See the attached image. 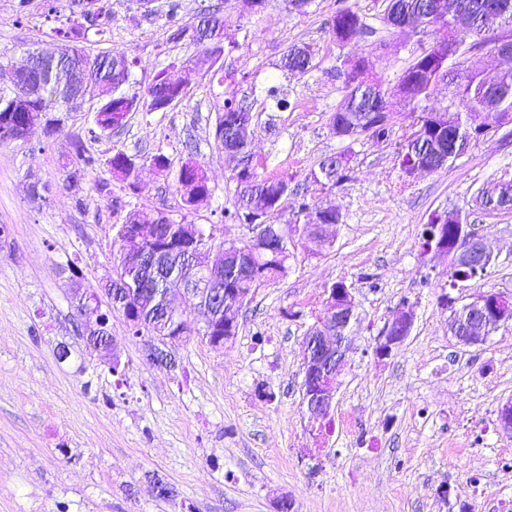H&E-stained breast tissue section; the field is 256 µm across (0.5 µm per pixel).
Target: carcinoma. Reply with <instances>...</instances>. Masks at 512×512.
Returning a JSON list of instances; mask_svg holds the SVG:
<instances>
[{"label":"carcinoma","mask_w":512,"mask_h":512,"mask_svg":"<svg viewBox=\"0 0 512 512\" xmlns=\"http://www.w3.org/2000/svg\"><path fill=\"white\" fill-rule=\"evenodd\" d=\"M93 9L86 11L81 0H72L73 14L77 19L66 27L55 29V34L62 43L72 48V53L55 59L53 71L47 75L38 65L27 70H18L17 78L0 85V142L13 141L12 135L18 131L27 134L31 139L35 136L50 138L64 131L62 125H44L33 127L30 124V112H17L13 102L18 97L31 98L34 110H39L42 100L55 97L65 102L77 88V77L82 75L101 89V107L95 113L96 125L103 131H111L122 124L127 114L137 112L140 107L154 110L152 101H141V98L129 96L123 91V86L129 81L134 62L123 55H114L107 51L91 53L82 42L85 41V29L81 20L92 23L99 22L97 35L104 38L107 28L104 21L111 15L110 0H92ZM482 2L484 0H444L446 12L450 14L463 13L478 22L477 27L468 29L456 38L458 53L448 58L444 70L435 74L432 82L422 86L414 99L413 115L415 116L414 137H409L400 146L402 156L419 158L433 166L437 171L451 161L465 154L472 139L466 129L451 131L444 127L448 123V113L433 112L421 106V103L431 97L437 86L443 80L458 82L459 93L467 97L470 103V113L486 112V122L483 132L488 134L500 127V121H512V70L496 74H488L472 60L474 53L483 46L492 43L496 35L503 31L512 32V0H495L498 3L497 17L489 23L480 21ZM420 0H389L385 12L392 25H398L407 19L420 14ZM350 20L352 31H362L363 35L374 33V28L362 21L359 13L350 7L339 9L334 15L331 26L343 18ZM170 39L179 40L184 37H194L196 27L182 25L176 19V14L169 16ZM283 68L298 73H306L312 68V53L307 47H292L284 57ZM166 70H159L146 90L159 100L171 93L165 80ZM334 76L341 80L346 89L343 104L332 115V129L340 137H357L365 130H370V136L378 140H386L393 127V117L382 121L378 126L367 125L366 114L376 107L371 93L352 84L350 74L342 67L336 68ZM252 112L241 100H236L234 94L224 98L222 111L215 119V141L234 162L233 178L240 187V195L236 208L224 212V219L240 224H271L278 212L288 204V196H294L297 215L311 217L310 224L294 223L289 226V237L312 240L309 225L324 226L338 225L341 215L332 206H324L308 201L304 196L290 188L288 177H263L252 164L248 143L240 136V128L250 122ZM72 152L80 158L83 167L66 175L68 185L77 184L81 173L93 169L97 158L89 152L83 140L76 138L70 142ZM148 163L156 171L170 174L168 158L156 153L137 161L124 153L118 152L108 159V165L129 190L139 188L140 171L143 163ZM349 158L339 155L319 163L318 170L312 172L314 181L323 185L334 186L349 178ZM177 188L181 192L184 206L195 210L207 203L212 197V189L207 179L199 175L195 167L187 164L180 167L174 176ZM512 195V183H501L481 192L487 200L494 204L483 205L484 209H498L499 197ZM265 201L270 212L264 218L260 217L254 207V198ZM132 224H151L158 230L157 237L148 240L133 234L118 225V235L125 242V252L115 265V272L122 280L124 287L112 288L101 285L96 289H82L74 293L73 306L81 314L91 308L99 309L105 303L109 308L123 312L130 331L135 336L147 335L153 339L173 336L187 329L184 310L174 303L170 297V285L180 283L191 284L195 288V310L203 318V327L210 332L202 335H224V307L215 302L214 290L229 288L230 305L240 308L252 293L253 288L262 283L275 281L284 277L288 272L287 261L290 256L288 243L273 249H259L249 240L241 245L226 244L214 238L199 234L193 235V224L181 219L170 218L166 212L156 210L142 212L130 218ZM468 227L463 221L430 220L424 229L422 249L428 250L433 241L445 242L451 265L448 277L456 279H480L486 268L467 269L460 265L453 248L460 236ZM195 243V248L209 253H218L215 270L216 280H211L198 262L189 258L187 244Z\"/></svg>","instance_id":"carcinoma-1"}]
</instances>
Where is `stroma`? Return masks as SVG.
<instances>
[{
    "label": "stroma",
    "mask_w": 512,
    "mask_h": 512,
    "mask_svg": "<svg viewBox=\"0 0 512 512\" xmlns=\"http://www.w3.org/2000/svg\"><path fill=\"white\" fill-rule=\"evenodd\" d=\"M110 35L88 41L137 62L125 90L144 96L169 63L194 62L186 96L158 111L132 113L117 131L97 128L93 113L73 112L62 135L30 145L0 143V512H512V434L498 421L512 400V321L478 347L462 349L449 329L454 310L478 290L512 298V209L483 210L480 188L512 181V124L473 142L443 169L404 177L397 148L413 131L408 101L395 98L387 140L336 136L331 117L346 90L336 66L357 59L366 79L396 85L417 48L399 41L381 17L385 0H309L303 12L270 0L259 14L242 0H111ZM221 4L225 71L254 119L248 140L260 175H288L308 200L333 205L331 246L300 240L287 275L255 288L240 309L235 336L216 347L196 314L167 341L173 368L148 362L143 337L122 312L109 328L124 373L112 374L79 334L74 285L98 287L123 250L116 223L143 210L168 212L216 239L250 240L245 224L222 222L237 204V184L214 141L224 99L213 70L189 39L170 41L167 16L195 25ZM0 0V52L22 64L30 48L60 46L41 0L18 16ZM352 7L372 35L337 43L331 19ZM310 47L313 67L293 74L282 59ZM279 86L289 105L266 99ZM100 164L75 190L71 137ZM122 152L161 153L172 169L194 161L213 190L209 204L185 210L173 177L143 167L130 191L107 161ZM349 153V180L321 188L311 173ZM107 183L99 193L97 183ZM44 186L32 200V184ZM461 211L494 259L480 281L449 285V257L421 253L431 214ZM344 283L358 319L336 381L332 429L314 441L302 401L304 341L325 315L329 288ZM415 319L389 356L378 336L401 303ZM66 358H59V349ZM172 497L157 496L156 480Z\"/></svg>",
    "instance_id": "stroma-1"
}]
</instances>
